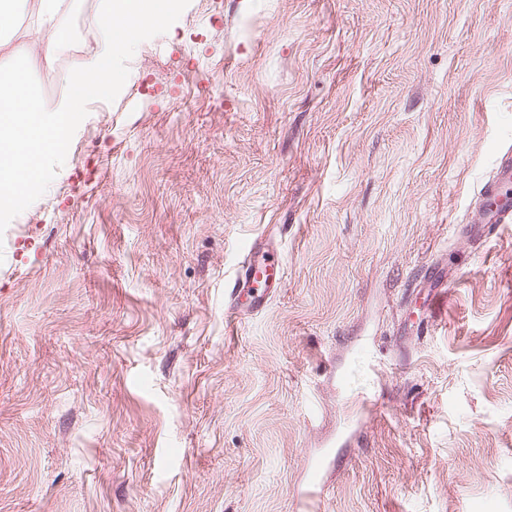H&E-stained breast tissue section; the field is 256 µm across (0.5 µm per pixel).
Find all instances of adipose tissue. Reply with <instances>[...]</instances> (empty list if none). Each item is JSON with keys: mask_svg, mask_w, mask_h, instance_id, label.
I'll return each instance as SVG.
<instances>
[{"mask_svg": "<svg viewBox=\"0 0 512 512\" xmlns=\"http://www.w3.org/2000/svg\"><path fill=\"white\" fill-rule=\"evenodd\" d=\"M179 0H101L95 19L99 37L83 57L59 75L66 94L45 105L34 93L29 65L35 54L50 59L64 46L66 22L60 0H0V33H15L20 11H30L10 62L0 65V208L16 207L40 187L52 143L68 139L92 102L111 96L128 56L144 34L169 22ZM17 33V32H16Z\"/></svg>", "mask_w": 512, "mask_h": 512, "instance_id": "1", "label": "adipose tissue"}]
</instances>
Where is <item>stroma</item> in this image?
Masks as SVG:
<instances>
[{
	"label": "stroma",
	"mask_w": 512,
	"mask_h": 512,
	"mask_svg": "<svg viewBox=\"0 0 512 512\" xmlns=\"http://www.w3.org/2000/svg\"><path fill=\"white\" fill-rule=\"evenodd\" d=\"M509 147L512 0H182L0 215V512H512ZM512 185V149L497 160L491 177L483 184L478 206L466 226L475 241H483L497 232L501 224L512 223V203L506 195ZM285 279L279 247L270 238H255L225 295L227 316L236 319L264 310L273 295L285 287Z\"/></svg>",
	"instance_id": "1"
}]
</instances>
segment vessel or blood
I'll return each mask as SVG.
<instances>
[{
  "label": "vessel or blood",
  "instance_id": "b4317fda",
  "mask_svg": "<svg viewBox=\"0 0 512 512\" xmlns=\"http://www.w3.org/2000/svg\"><path fill=\"white\" fill-rule=\"evenodd\" d=\"M512 187V149L503 152L491 177L483 184L479 203L467 230L482 241L497 232L500 225L512 223V199L506 191ZM286 270L279 247L271 239L258 237L250 244L225 298L228 317L256 314L285 286Z\"/></svg>",
  "mask_w": 512,
  "mask_h": 512
}]
</instances>
